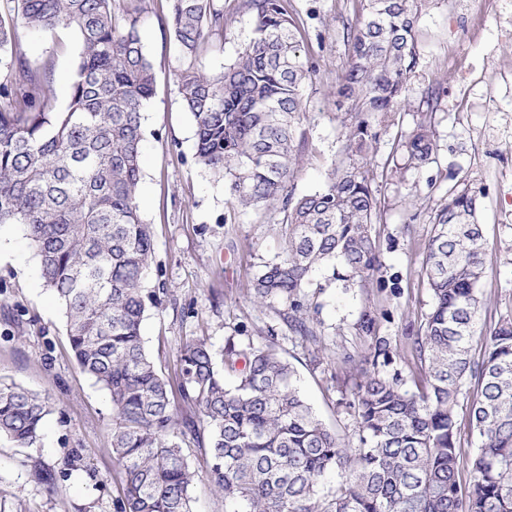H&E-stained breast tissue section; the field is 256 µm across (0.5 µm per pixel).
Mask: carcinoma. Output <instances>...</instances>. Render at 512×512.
<instances>
[{
    "mask_svg": "<svg viewBox=\"0 0 512 512\" xmlns=\"http://www.w3.org/2000/svg\"><path fill=\"white\" fill-rule=\"evenodd\" d=\"M421 2L360 0L361 19L343 29L351 50L333 91L347 125L341 157L321 189L298 195L295 143L312 66L285 0H249L254 38L215 75L195 60L223 27L224 10L214 0H170L196 161L225 180L241 208L283 213L285 251L264 265L253 293L287 304L289 326L302 336L314 335L306 289L317 269L361 285L383 266L364 161L408 99ZM19 27L77 34L65 109L56 108L51 71L29 65ZM154 87L137 19L118 17L113 0H0V224L23 225L79 369L110 396L116 512H193L195 448L210 456L208 479L224 512H512V314L476 332L487 263L483 190L450 187L426 247L432 303L417 344L427 385L410 392L399 373L382 371L380 341L350 403L359 446L348 448L271 345L246 349L229 338L216 351L190 339L173 382L147 353L141 323L157 302L147 288L154 243L137 193L142 111ZM439 98L427 89L414 130L393 143L406 172L436 162ZM468 380L477 385L468 416L481 445L467 457L463 485L456 417ZM48 414L46 399L0 381V438L32 447ZM331 473L336 484L323 494Z\"/></svg>",
    "mask_w": 512,
    "mask_h": 512,
    "instance_id": "cac0c4a2",
    "label": "carcinoma"
}]
</instances>
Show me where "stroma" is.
Here are the masks:
<instances>
[{"instance_id": "35a3bbf8", "label": "stroma", "mask_w": 512, "mask_h": 512, "mask_svg": "<svg viewBox=\"0 0 512 512\" xmlns=\"http://www.w3.org/2000/svg\"><path fill=\"white\" fill-rule=\"evenodd\" d=\"M215 4L224 11V26L196 60L208 72L232 64L253 36L247 0ZM142 6L138 28L156 81L143 110L138 202L154 240L148 281L165 288L160 305L146 310L145 347L172 379L180 347L192 338H206L217 350L230 337L242 346L275 345L295 368L319 418L356 444L349 402L372 368L377 341L387 343V373H400L412 392L424 384L415 341L423 333L431 291L422 263L453 180L486 190L479 324L493 325L512 312V36H504L500 16L480 15L476 0H424L416 32L420 60L408 101L368 162L379 202L373 234L384 266L362 288L332 279L330 270L316 272L307 290L315 334L301 337L289 331L283 303L253 297L263 265L283 253V215L238 210L223 180L197 164L194 125L175 80L183 61L171 36L169 0H142ZM287 7L305 29L303 45L313 66L295 179L297 193L306 194L323 185L346 133L331 92L348 55L343 25L356 22L361 10L358 0H287ZM18 39L32 67L52 66L56 105L65 108L80 53L77 35L22 28ZM430 86L441 91L434 118L437 161L403 173L392 157L393 139L412 131ZM366 315L375 321L374 334L359 328ZM0 379L48 397L52 408L35 447L0 439V512H115L110 399L79 370L61 308L44 286L19 224L0 226ZM72 452L75 462L63 467ZM35 464L54 472L53 491L33 481Z\"/></svg>"}]
</instances>
